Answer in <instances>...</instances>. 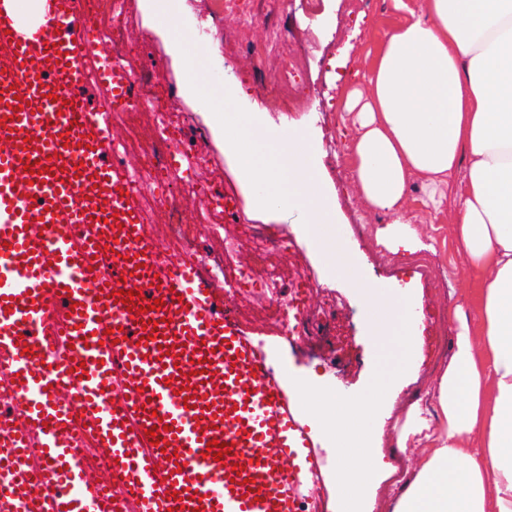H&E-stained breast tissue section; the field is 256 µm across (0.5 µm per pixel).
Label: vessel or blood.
Listing matches in <instances>:
<instances>
[{"label": "vessel or blood", "instance_id": "b4317fda", "mask_svg": "<svg viewBox=\"0 0 512 512\" xmlns=\"http://www.w3.org/2000/svg\"><path fill=\"white\" fill-rule=\"evenodd\" d=\"M103 42L80 0H0V512H300L320 457L295 389L150 232L138 162H109L131 74L100 65L91 111Z\"/></svg>", "mask_w": 512, "mask_h": 512}]
</instances>
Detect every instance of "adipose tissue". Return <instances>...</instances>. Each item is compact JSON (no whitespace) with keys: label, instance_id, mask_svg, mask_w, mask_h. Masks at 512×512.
<instances>
[{"label":"adipose tissue","instance_id":"ef3b65f1","mask_svg":"<svg viewBox=\"0 0 512 512\" xmlns=\"http://www.w3.org/2000/svg\"><path fill=\"white\" fill-rule=\"evenodd\" d=\"M395 3L408 18L346 101L356 190L389 215L377 235L395 253L419 244L414 181L433 209L453 201L475 285L436 392L445 428L395 512H512V0Z\"/></svg>","mask_w":512,"mask_h":512}]
</instances>
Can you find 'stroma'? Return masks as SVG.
<instances>
[{
	"mask_svg": "<svg viewBox=\"0 0 512 512\" xmlns=\"http://www.w3.org/2000/svg\"><path fill=\"white\" fill-rule=\"evenodd\" d=\"M209 2L193 0L195 15L209 26L207 43L202 46L191 41L187 47L196 60V71L203 74V85L217 93L225 83L237 84L249 77L256 86L265 85L275 68L274 55L265 50L272 30L291 25L301 30V71L292 85L299 104L295 116L285 123L295 130L309 129L322 147L331 149L332 163L319 164L318 173L334 201L338 230L367 275L386 287L406 290L416 309L431 311L430 316H416L413 366L394 381L388 401L372 423L371 446L381 465L369 485V512H393L406 481L423 463L432 435L444 426L434 394L451 359L457 315L469 309V280L452 236L453 206L439 212L429 210L424 204L425 187L416 184L406 215L426 247L414 253L391 252L376 234L389 218L364 207L346 149L355 132L353 116L344 107L346 93L351 86L365 82L379 42L403 14L396 10L394 0H362L353 12L347 0H322L318 16L312 18L304 14L302 0H247L255 17L248 26L236 13L213 17ZM127 35L148 46L147 73L183 86L186 71L173 57L169 36L157 28L154 13L146 9L144 0H131ZM285 123L267 114L265 127L257 135L267 140ZM224 261L232 266L248 263L262 270L282 271L300 262L311 264L322 282L313 296L314 309L329 304L336 307L335 335L310 336L296 347L279 336L263 301L251 299L253 312L241 325L263 347L275 373L302 370L321 385L355 395L369 385L383 350H394L393 338L371 336L363 304L345 279L329 272L314 247H307L297 258L274 248L260 255L251 238L244 237L225 252ZM332 357L338 364L331 368L326 361ZM425 405L431 414L427 433L401 441L409 411Z\"/></svg>",
	"mask_w": 512,
	"mask_h": 512,
	"instance_id": "1",
	"label": "stroma"
}]
</instances>
